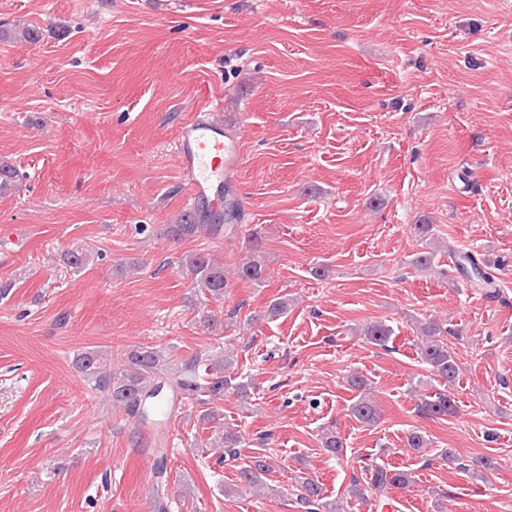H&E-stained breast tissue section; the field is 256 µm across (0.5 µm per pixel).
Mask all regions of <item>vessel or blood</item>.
Returning a JSON list of instances; mask_svg holds the SVG:
<instances>
[{
  "instance_id": "obj_1",
  "label": "vessel or blood",
  "mask_w": 512,
  "mask_h": 512,
  "mask_svg": "<svg viewBox=\"0 0 512 512\" xmlns=\"http://www.w3.org/2000/svg\"><path fill=\"white\" fill-rule=\"evenodd\" d=\"M175 149L190 202L202 200L220 204L224 180L237 173L241 155L236 142L221 126L202 117L182 125Z\"/></svg>"
}]
</instances>
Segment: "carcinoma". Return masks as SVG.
Here are the masks:
<instances>
[{
  "label": "carcinoma",
  "mask_w": 512,
  "mask_h": 512,
  "mask_svg": "<svg viewBox=\"0 0 512 512\" xmlns=\"http://www.w3.org/2000/svg\"><path fill=\"white\" fill-rule=\"evenodd\" d=\"M228 225L223 223V215L212 214L202 206L193 211H185L175 223L168 224L163 234L172 240H183L200 233L211 237L224 235ZM194 287L200 289L212 299L218 301L229 288L224 275V266L201 253L186 255L181 259ZM456 270L465 276L471 285L487 298L497 296L494 278L486 271L487 264H481L469 253L455 255ZM238 278L248 280L259 286L265 281V267L254 258L242 264ZM422 337L421 359L428 366L431 375L444 382L443 389L423 398L421 410L435 417H447L455 413V402L448 393V385L453 383L459 368L452 345L448 343V330L429 321L420 327ZM392 330L382 322H373L362 330L364 342L383 346L390 339ZM237 360L233 351L226 348L224 355L196 352L189 357L176 361L165 348L149 345H136L123 353L122 363L114 368H106L101 363L97 351H85L76 360L78 370L85 378L94 382V386L106 393L112 405L123 409L126 414L144 423L160 426L155 421L153 408L160 402L174 406L199 408V419L213 425L210 445L224 449V455L236 458L242 443L239 433L221 424L218 412L211 408L216 401L226 396H234L246 405L251 401L250 383L235 373ZM350 386L360 392V397L351 406V415L360 423L372 424L378 418V411L367 397L369 380L360 375L349 378ZM445 462L454 463L458 468L473 473H483L495 468L489 457H477L462 462L453 449L441 451ZM272 470V466L261 456L253 457L250 464L240 469L238 481L250 487L263 484V477ZM364 472L367 487L359 480H353L351 493L364 497L367 492L376 495L379 501L388 498L393 489H405L412 483V474L406 470L384 464H371ZM154 477L158 489L167 477V456L164 447L155 449ZM298 499L307 512H346L344 501L331 499L324 494L318 481L303 477L298 481Z\"/></svg>",
  "instance_id": "cac0c4a2"
}]
</instances>
